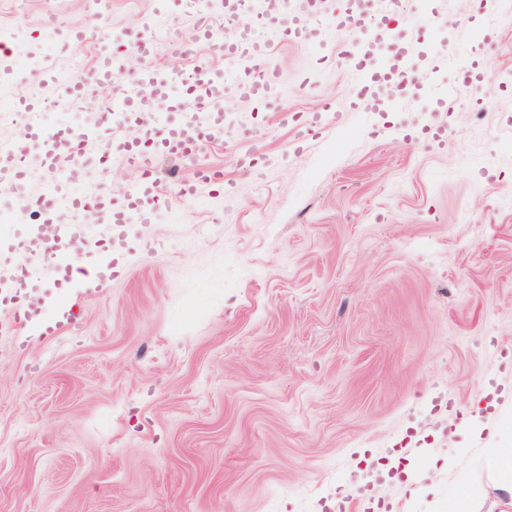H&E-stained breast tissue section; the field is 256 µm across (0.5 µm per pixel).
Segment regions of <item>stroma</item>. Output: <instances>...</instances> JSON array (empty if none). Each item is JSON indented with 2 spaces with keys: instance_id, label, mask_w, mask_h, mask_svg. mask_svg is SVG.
I'll use <instances>...</instances> for the list:
<instances>
[{
  "instance_id": "35a3bbf8",
  "label": "stroma",
  "mask_w": 512,
  "mask_h": 512,
  "mask_svg": "<svg viewBox=\"0 0 512 512\" xmlns=\"http://www.w3.org/2000/svg\"><path fill=\"white\" fill-rule=\"evenodd\" d=\"M497 7L406 0L395 33L423 84L395 112L352 107L360 81L335 50L266 30L277 98L332 103L326 128L303 146L226 94L224 143L196 162L230 190L131 225L124 273L58 336L0 334V512H329L356 494L366 512H512L487 460L512 439V22L478 40ZM51 19L86 42L51 39ZM93 19L87 0H0V102L91 126L111 89L71 100L38 65L89 70ZM107 22L158 42L160 69L245 78L193 42L180 0H111ZM463 53L496 76L441 104L431 87ZM45 181L34 157L0 188V273L27 268L49 312L55 273L19 246L29 215L52 220Z\"/></svg>"
}]
</instances>
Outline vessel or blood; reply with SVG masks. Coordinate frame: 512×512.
<instances>
[{
    "mask_svg": "<svg viewBox=\"0 0 512 512\" xmlns=\"http://www.w3.org/2000/svg\"><path fill=\"white\" fill-rule=\"evenodd\" d=\"M276 4L279 31L287 42L312 44L331 28L350 32L351 38L346 41L338 57L342 63L365 73L360 97L367 106L376 107L381 93L394 81L403 88L405 96H412L417 91L418 79L410 73L405 49L395 50L385 64L376 68L371 67L367 52L369 43L389 34L391 28L395 27L398 0H388L384 20L374 29L368 28L362 15L349 7L330 16L321 10L319 0H276ZM193 18L195 39L205 41L220 57L234 61L244 69L247 79L236 85V94L257 102L269 99L277 82V73L268 64L269 46L260 34L244 29L238 36L225 37L223 27L215 25L203 8L194 11ZM143 42L142 36L128 31L105 35L96 44L92 69L73 77L66 89L67 95L75 98L89 84L111 83L125 78L138 89L139 95L120 100L122 112L142 111V101L146 98L166 103L169 111L178 112L182 109V99L174 98L171 93L172 84L178 81L183 87V98L193 99L195 103L191 117L177 121L153 119L150 127L140 130L137 138L120 140L105 150L103 163L118 162L139 173L135 182L125 186L119 202L107 205L99 202L97 195L80 189L77 168L65 165L66 160L81 151L79 135L61 125H43L35 104L27 106L30 120L25 141L12 142L9 147L0 150V183H15L28 175L26 158L29 143L38 146L42 167L50 176L39 204L45 211L62 214V221L53 224L52 233L56 240L68 245L69 261L56 263L54 253L45 250L39 251L38 256L55 262L60 284L68 283L71 262L79 257L75 247L83 242L80 225L69 220L71 214L87 212L96 221L110 226L106 249L112 257L98 264L87 280L88 290L95 293L105 288L116 269L128 262V225L147 222L149 214L170 207L175 199L194 197L198 184L212 186L217 192L224 188L223 169L200 167L179 180L172 192H165L158 186L154 177V163L158 157L178 159L188 154H198L204 147L223 143L224 111L220 103L224 99L225 86L221 73L206 65L195 66V77L190 81L181 73L172 76L163 73L149 58L145 59L138 71L127 72L125 49L137 48ZM492 76L488 59L465 63L458 71L457 80L439 89L438 95L443 99L456 95H477ZM9 313L6 328L16 332L35 322L40 327L41 336L53 337L76 320L78 309L69 296L64 295L49 317L35 314L19 303L14 304Z\"/></svg>",
    "mask_w": 512,
    "mask_h": 512,
    "instance_id": "1",
    "label": "vessel or blood"
}]
</instances>
